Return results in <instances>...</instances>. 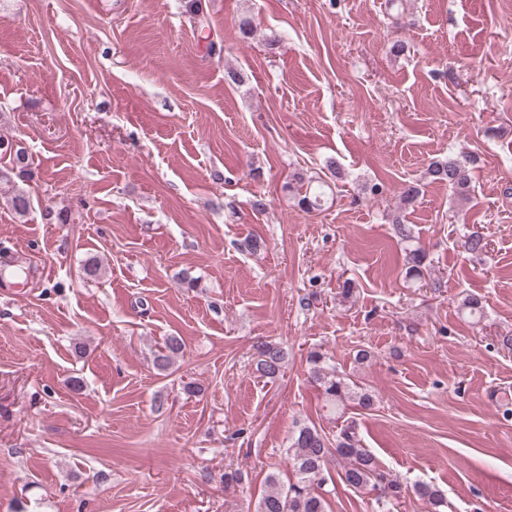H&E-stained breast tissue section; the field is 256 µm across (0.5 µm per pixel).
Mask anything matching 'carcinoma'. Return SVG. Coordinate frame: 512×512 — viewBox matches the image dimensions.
<instances>
[{
    "label": "carcinoma",
    "instance_id": "obj_1",
    "mask_svg": "<svg viewBox=\"0 0 512 512\" xmlns=\"http://www.w3.org/2000/svg\"><path fill=\"white\" fill-rule=\"evenodd\" d=\"M13 152L14 166L0 169V183L13 181V176L25 171V151L23 148H9ZM470 160L450 155L434 161L429 165L428 174L431 181L448 186V189L461 197L466 195L469 188L467 164ZM298 205L302 211L310 213L321 207L324 192L311 190V187L297 189ZM482 234L472 231L465 236L464 249L472 254H480L486 250ZM427 255L420 248L409 251L407 259V275L411 278L423 276ZM183 343L177 336L166 338L163 347L153 358V366L160 374L171 369L175 359L181 353ZM254 372L261 378L277 379L288 363V352L279 344L271 341H261L253 346ZM310 364V379L320 391L328 411L336 415V419L344 417L345 410L353 403L362 409L374 406L372 396L362 388L348 382V378L331 370L324 365L322 353L313 350L308 355ZM291 451L293 467L297 481L288 489L281 488L276 477L269 475L267 492L259 499L255 512H327L325 497L314 490V486H322L325 482L324 471L327 464L336 459L343 463L341 479L355 490L370 487L379 491V504L391 509L400 500L404 489L402 485L388 478L382 471L375 456L360 444L357 438L354 422L341 425L332 441L325 432L315 426H303L295 433ZM418 495L426 500L434 512H442L446 506L444 494L427 484L416 486Z\"/></svg>",
    "mask_w": 512,
    "mask_h": 512
}]
</instances>
